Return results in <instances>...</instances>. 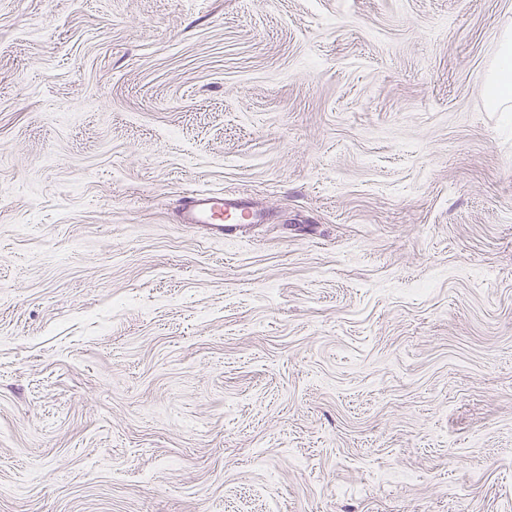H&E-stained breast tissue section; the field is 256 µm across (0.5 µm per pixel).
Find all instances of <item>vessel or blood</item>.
<instances>
[{"label": "vessel or blood", "mask_w": 512, "mask_h": 512, "mask_svg": "<svg viewBox=\"0 0 512 512\" xmlns=\"http://www.w3.org/2000/svg\"><path fill=\"white\" fill-rule=\"evenodd\" d=\"M232 217L242 224H256L262 219L253 206L237 197L221 193L198 192L186 196L182 221L186 224H208L222 227L225 218Z\"/></svg>", "instance_id": "obj_1"}]
</instances>
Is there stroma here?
<instances>
[{
  "label": "stroma",
  "mask_w": 512,
  "mask_h": 512,
  "mask_svg": "<svg viewBox=\"0 0 512 512\" xmlns=\"http://www.w3.org/2000/svg\"><path fill=\"white\" fill-rule=\"evenodd\" d=\"M509 28L0 0V512H512ZM488 100L495 106L512 101V31L507 29L501 40L494 68L486 78ZM224 215L233 217L241 224H257L262 214L253 206L237 197L222 193L198 192L185 197L182 223L208 224L224 231Z\"/></svg>",
  "instance_id": "obj_1"
}]
</instances>
